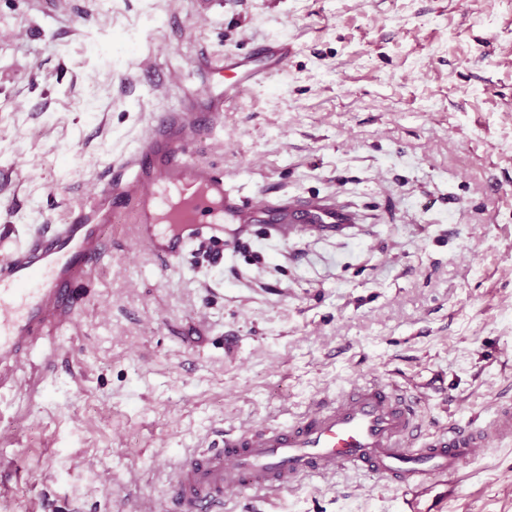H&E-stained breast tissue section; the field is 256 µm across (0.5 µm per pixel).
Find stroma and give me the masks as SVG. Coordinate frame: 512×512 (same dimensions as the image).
Segmentation results:
<instances>
[{
  "label": "stroma",
  "mask_w": 512,
  "mask_h": 512,
  "mask_svg": "<svg viewBox=\"0 0 512 512\" xmlns=\"http://www.w3.org/2000/svg\"><path fill=\"white\" fill-rule=\"evenodd\" d=\"M0 0V236L50 231L177 89L134 70L295 46L198 147L244 197L335 196L333 237L165 263L117 216L70 323L0 392V512H165L176 460L373 379L421 423L512 404V0ZM224 512H512V441L425 494L349 470Z\"/></svg>",
  "instance_id": "stroma-1"
}]
</instances>
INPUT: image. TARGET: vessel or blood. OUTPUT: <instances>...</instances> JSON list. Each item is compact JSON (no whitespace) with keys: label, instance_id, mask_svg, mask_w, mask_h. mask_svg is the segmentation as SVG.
I'll return each instance as SVG.
<instances>
[{"label":"vessel or blood","instance_id":"1","mask_svg":"<svg viewBox=\"0 0 512 512\" xmlns=\"http://www.w3.org/2000/svg\"><path fill=\"white\" fill-rule=\"evenodd\" d=\"M292 50L277 39L248 57L201 56V69L221 78L205 111L157 112L64 223L23 242L0 243V388L13 384L47 329L80 312L84 298L75 285L100 267L101 227L117 213L129 215L139 246L166 262L198 239L223 243L228 220L263 224L270 238L328 236L357 222L330 197L273 205L230 196L223 175L198 155L201 128L221 126L225 107L264 87ZM511 438L508 406L480 423L423 434L408 391L372 380L314 400L288 424L225 429L216 447L193 452L176 468L167 512H223L227 496L241 490L273 497L341 469L420 492L455 477L479 449Z\"/></svg>","mask_w":512,"mask_h":512}]
</instances>
